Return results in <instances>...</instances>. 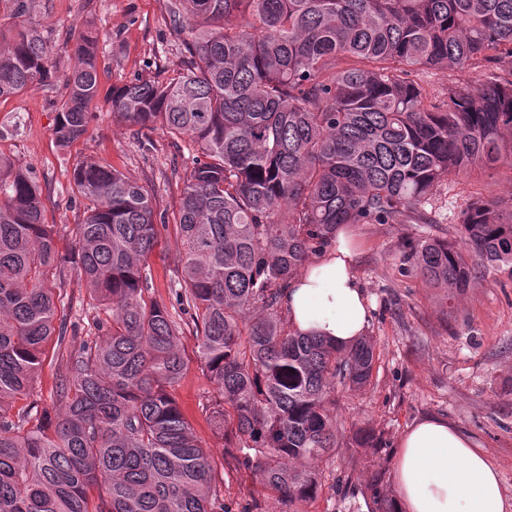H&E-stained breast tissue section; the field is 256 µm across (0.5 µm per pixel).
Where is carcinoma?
I'll return each instance as SVG.
<instances>
[{
  "label": "carcinoma",
  "instance_id": "cac0c4a2",
  "mask_svg": "<svg viewBox=\"0 0 512 512\" xmlns=\"http://www.w3.org/2000/svg\"><path fill=\"white\" fill-rule=\"evenodd\" d=\"M184 35L181 68L112 89L113 117L188 138L195 155L180 199L186 316L148 295L147 259L164 213L124 173L94 160L73 169L83 207L75 249L59 253L42 190L0 155V512H232L210 453L171 394L180 335L196 337L215 396L203 410L224 431V457L246 468L261 502L294 512L322 491L336 449V390L372 384L374 344L340 348L294 332L282 307L305 262L341 224H434L448 177L512 161V79L448 87L414 80L431 68H512V0H167ZM248 17L244 25L238 17ZM97 36L66 49L56 142L79 140L99 94ZM57 79L33 26L0 31V98ZM461 243L410 248L418 274L461 292L476 269L512 277V209L476 200ZM71 265L101 317L58 371L55 423L30 402L54 335L48 269ZM371 512H399L379 474Z\"/></svg>",
  "mask_w": 512,
  "mask_h": 512
}]
</instances>
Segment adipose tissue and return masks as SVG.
<instances>
[{
  "instance_id": "adipose-tissue-1",
  "label": "adipose tissue",
  "mask_w": 512,
  "mask_h": 512,
  "mask_svg": "<svg viewBox=\"0 0 512 512\" xmlns=\"http://www.w3.org/2000/svg\"><path fill=\"white\" fill-rule=\"evenodd\" d=\"M352 236L307 265L289 285L283 308L293 329L347 347L366 333L371 305L353 272ZM401 512H512L500 473L486 453L442 418H427L402 435L393 463Z\"/></svg>"
}]
</instances>
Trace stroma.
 Segmentation results:
<instances>
[{
	"label": "stroma",
	"instance_id": "35a3bbf8",
	"mask_svg": "<svg viewBox=\"0 0 512 512\" xmlns=\"http://www.w3.org/2000/svg\"><path fill=\"white\" fill-rule=\"evenodd\" d=\"M166 5L167 0H32L29 13L19 18L0 0V27L36 24L60 72L72 65L66 45L87 27L98 35L105 68L101 109L86 134L66 148L53 135L59 88L38 86L0 99V154L32 168L43 191L44 220L55 225L63 252L73 249L74 227L82 219L71 190L77 162L96 159L143 185L168 217L148 263L151 295L169 305L179 266L176 221L193 148L157 127L122 125L108 110L113 87L138 75L162 78L179 67L182 37L171 27ZM473 197L512 202V167L503 163L449 177L432 200L436 223L353 225L360 242L354 274L373 305L367 336L375 345L374 376L365 390L337 393L340 439L320 465L323 493L316 502L299 504L298 512H370L365 485L379 469L382 491L394 495L393 451L407 428L428 416L455 424L483 449L512 497V278L484 268L458 293L427 284L404 258L407 242L458 240L460 212ZM48 281L61 291L68 340L93 335L96 311L78 271L53 269ZM180 346L185 374L174 395L224 480L225 502L249 503L257 486L246 470L225 462L224 438L202 409L213 386L201 372L195 336L184 332ZM68 350L54 341L47 346L34 395L40 408L56 406L58 365ZM361 428L381 433L385 447H354L352 437Z\"/></svg>",
	"mask_w": 512,
	"mask_h": 512
}]
</instances>
